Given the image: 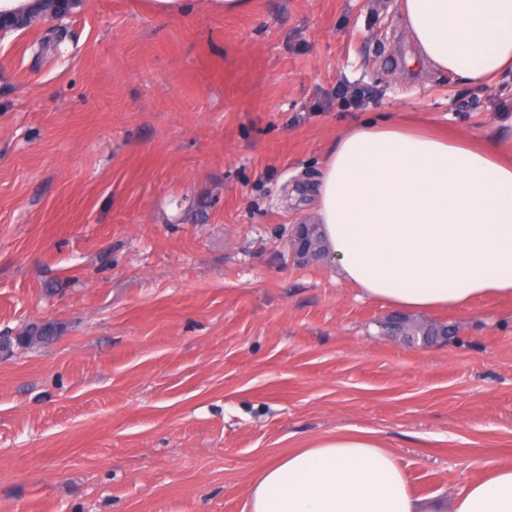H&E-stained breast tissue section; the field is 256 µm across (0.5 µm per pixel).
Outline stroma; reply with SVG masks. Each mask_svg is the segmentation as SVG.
Returning <instances> with one entry per match:
<instances>
[{
	"mask_svg": "<svg viewBox=\"0 0 512 512\" xmlns=\"http://www.w3.org/2000/svg\"><path fill=\"white\" fill-rule=\"evenodd\" d=\"M0 41V512H243L265 461L356 426L416 495L512 464V300L420 313L293 260L308 186L348 127L406 114L483 131L477 91L416 62L400 0H80ZM370 92L361 105L341 86Z\"/></svg>",
	"mask_w": 512,
	"mask_h": 512,
	"instance_id": "1",
	"label": "stroma"
}]
</instances>
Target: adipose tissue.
Listing matches in <instances>:
<instances>
[{
    "instance_id": "1",
    "label": "adipose tissue",
    "mask_w": 512,
    "mask_h": 512,
    "mask_svg": "<svg viewBox=\"0 0 512 512\" xmlns=\"http://www.w3.org/2000/svg\"><path fill=\"white\" fill-rule=\"evenodd\" d=\"M437 72L488 89L512 72V0H401ZM336 278L399 310L512 299V127L428 135L366 122L327 148L312 188ZM512 512V465L487 463L452 505L416 496L374 431L347 427L262 465L243 512Z\"/></svg>"
}]
</instances>
